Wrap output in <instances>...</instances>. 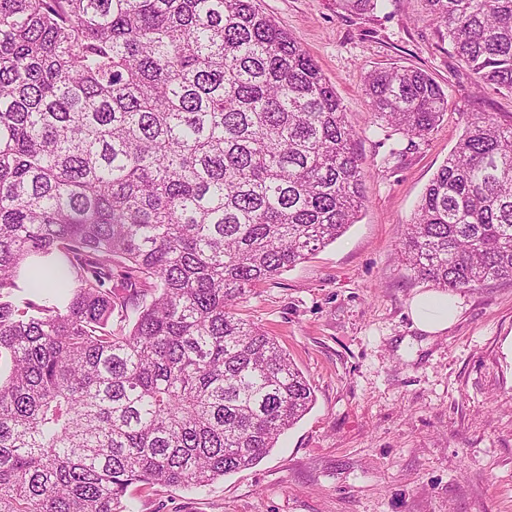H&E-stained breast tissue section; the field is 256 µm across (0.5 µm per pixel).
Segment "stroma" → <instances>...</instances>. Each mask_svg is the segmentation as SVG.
Masks as SVG:
<instances>
[{
    "mask_svg": "<svg viewBox=\"0 0 512 512\" xmlns=\"http://www.w3.org/2000/svg\"><path fill=\"white\" fill-rule=\"evenodd\" d=\"M260 6L335 87L365 173L357 222L241 306L278 338L315 403L254 467L202 491L130 488L129 512H512V281L452 292L455 323L429 336L409 310L434 286L399 245L469 122H512V94L477 89L422 0L366 15L341 0ZM397 65L426 71L448 98L424 138L370 109L365 76Z\"/></svg>",
    "mask_w": 512,
    "mask_h": 512,
    "instance_id": "obj_1",
    "label": "stroma"
}]
</instances>
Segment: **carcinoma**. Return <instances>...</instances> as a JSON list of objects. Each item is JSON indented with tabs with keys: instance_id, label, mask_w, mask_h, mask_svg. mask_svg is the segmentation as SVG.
<instances>
[{
	"instance_id": "obj_1",
	"label": "carcinoma",
	"mask_w": 512,
	"mask_h": 512,
	"mask_svg": "<svg viewBox=\"0 0 512 512\" xmlns=\"http://www.w3.org/2000/svg\"><path fill=\"white\" fill-rule=\"evenodd\" d=\"M425 2L512 93V0ZM365 92L410 139L448 110L421 69ZM363 203L335 88L258 0H0V512H125L266 457L313 394L238 305ZM401 245L448 291L512 281V123L467 125Z\"/></svg>"
}]
</instances>
